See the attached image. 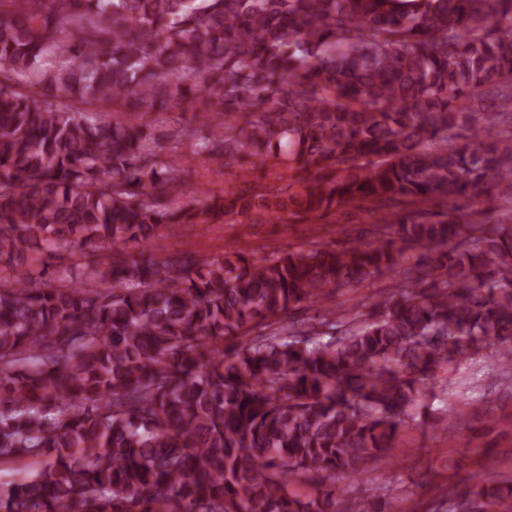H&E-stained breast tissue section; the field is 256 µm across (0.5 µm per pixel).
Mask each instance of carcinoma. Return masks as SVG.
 Here are the masks:
<instances>
[{
	"mask_svg": "<svg viewBox=\"0 0 512 512\" xmlns=\"http://www.w3.org/2000/svg\"><path fill=\"white\" fill-rule=\"evenodd\" d=\"M169 112L206 133L165 150ZM181 158L259 176L191 191ZM337 210L374 239L143 248ZM483 351L512 377V0H0V466L39 465L0 512H388L336 478ZM192 113L193 112H188L187 114H185L184 119H181L179 113H172L171 114L172 120L167 121L165 123L154 122V114H148L144 117V122L151 123L153 126V130L157 134H161V133L169 130L172 127L180 128L187 124H189L191 127H194L196 129H199L202 132H204L206 129V126H205L206 118L204 117V114H201L200 112H195L194 114H192ZM175 120H179V121L176 122Z\"/></svg>",
	"mask_w": 512,
	"mask_h": 512,
	"instance_id": "obj_1",
	"label": "carcinoma"
}]
</instances>
